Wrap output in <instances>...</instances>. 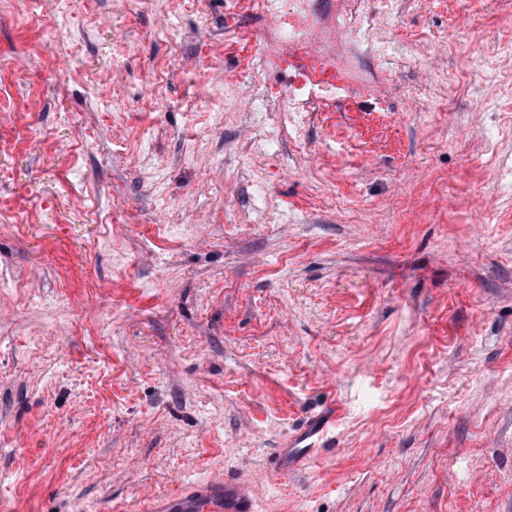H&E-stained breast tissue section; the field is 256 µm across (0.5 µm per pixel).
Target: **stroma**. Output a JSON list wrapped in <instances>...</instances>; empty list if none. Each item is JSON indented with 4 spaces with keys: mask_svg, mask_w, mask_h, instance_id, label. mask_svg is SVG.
<instances>
[{
    "mask_svg": "<svg viewBox=\"0 0 512 512\" xmlns=\"http://www.w3.org/2000/svg\"><path fill=\"white\" fill-rule=\"evenodd\" d=\"M507 166L512 0H0V512H512ZM329 408V413L307 421L289 444L278 449L281 473L288 474V471L299 466L301 462L317 456L322 451L321 441L330 427L336 423L340 411L336 409V404H332ZM218 484L176 494L169 504L177 512H257L256 501L247 487L230 481Z\"/></svg>",
    "mask_w": 512,
    "mask_h": 512,
    "instance_id": "1",
    "label": "stroma"
}]
</instances>
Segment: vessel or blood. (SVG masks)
<instances>
[{
	"mask_svg": "<svg viewBox=\"0 0 512 512\" xmlns=\"http://www.w3.org/2000/svg\"><path fill=\"white\" fill-rule=\"evenodd\" d=\"M339 415L331 409L324 416L307 421L288 446L279 448L281 473H288L301 462L317 456L321 442ZM176 512H257V504L247 487L236 482H224L213 487H198L174 495L170 499Z\"/></svg>",
	"mask_w": 512,
	"mask_h": 512,
	"instance_id": "vessel-or-blood-1",
	"label": "vessel or blood"
}]
</instances>
